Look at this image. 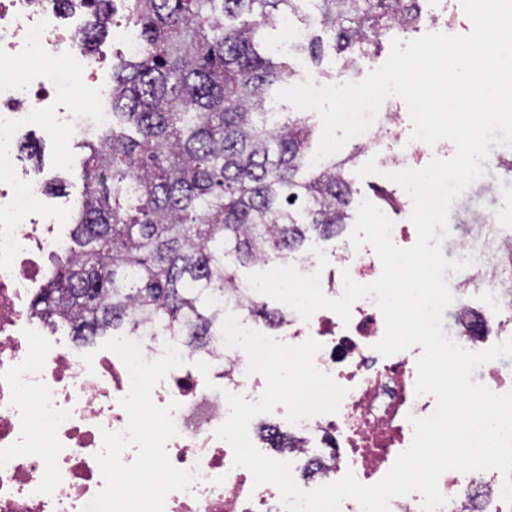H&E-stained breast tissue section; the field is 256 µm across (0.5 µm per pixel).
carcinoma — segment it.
<instances>
[{
  "label": "carcinoma",
  "mask_w": 512,
  "mask_h": 512,
  "mask_svg": "<svg viewBox=\"0 0 512 512\" xmlns=\"http://www.w3.org/2000/svg\"><path fill=\"white\" fill-rule=\"evenodd\" d=\"M53 2L94 16L88 52L110 28V0ZM423 2L134 0L142 51L112 74L111 128L81 143L73 245L51 256L34 311L80 340L145 321L195 341L220 335L224 289L239 284L224 258H285L309 231L334 237L354 195L345 166L355 155L309 169L314 128L269 120V89L294 71L262 51L258 32L285 15L319 25L352 68L388 35L417 31ZM295 48L316 61L323 42L308 34Z\"/></svg>",
  "instance_id": "obj_1"
}]
</instances>
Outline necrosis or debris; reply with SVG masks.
I'll return each instance as SVG.
<instances>
[{
  "label": "necrosis or debris",
  "instance_id": "necrosis-or-debris-1",
  "mask_svg": "<svg viewBox=\"0 0 512 512\" xmlns=\"http://www.w3.org/2000/svg\"><path fill=\"white\" fill-rule=\"evenodd\" d=\"M30 58L35 66H27ZM102 63L71 38L56 10L38 7L35 0H0V512H81L104 486L95 460L103 430L119 432L128 423L119 400L129 391L130 377L119 357L109 352L89 358L51 344L52 320L32 309L48 278L49 256L69 246L68 236L58 231L68 208L45 201L16 149L24 129L51 139L64 133L72 140L108 130L110 89L99 91L91 111L77 112L67 107L64 88L49 80L52 72L65 70L92 82ZM400 118L397 111L378 113L365 144L388 151L391 170L421 168V144L389 130ZM456 256L471 264L449 278L458 326L454 339L480 351L497 342L506 329L504 315L512 314V237L487 232L464 238ZM288 262L305 274L320 272L331 298L342 293L343 272L361 284L382 272L371 247L354 248L343 234L326 268H319L309 250ZM279 311L271 337L290 345L310 337L321 342L317 366L348 392L338 413L298 425L287 422L281 406L256 416L249 427L252 442L274 459L293 462L304 490L349 471L363 484L378 482L411 442L409 416H428L436 406L434 395L415 393L420 347L390 357L374 351L385 324L370 299L354 303L347 324L329 310L307 322L287 305ZM133 338L146 358L159 357L168 342L184 358L155 385L152 399L160 406L179 402V434L167 452L176 467L197 469L198 478L189 490L168 495L165 512H284L276 487L254 486L251 473L234 466L231 447L214 435L229 412L225 392L254 401L265 389L262 375L247 374L244 353L225 347L219 337L197 348L158 326ZM199 360L210 363L209 374L196 368ZM502 484L496 470L447 471L438 482L448 499L443 512H512L501 497Z\"/></svg>",
  "mask_w": 512,
  "mask_h": 512
}]
</instances>
